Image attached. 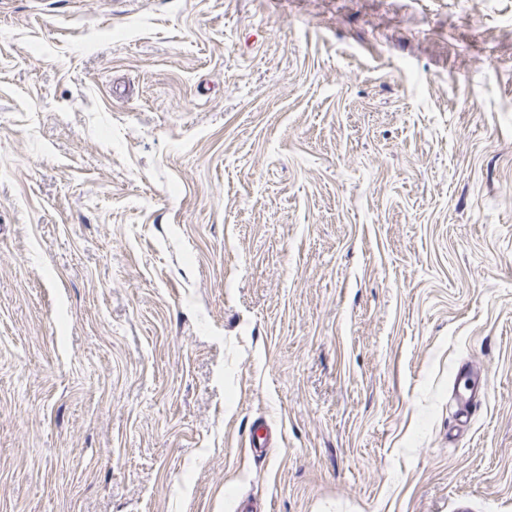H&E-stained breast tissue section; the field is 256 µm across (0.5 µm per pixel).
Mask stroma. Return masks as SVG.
I'll return each instance as SVG.
<instances>
[{
  "mask_svg": "<svg viewBox=\"0 0 512 512\" xmlns=\"http://www.w3.org/2000/svg\"><path fill=\"white\" fill-rule=\"evenodd\" d=\"M243 497L512 512V0H0V512ZM459 382L458 406L456 417L461 426H465L474 416L485 392V381L480 370L474 367L465 368Z\"/></svg>",
  "mask_w": 512,
  "mask_h": 512,
  "instance_id": "obj_1",
  "label": "stroma"
}]
</instances>
